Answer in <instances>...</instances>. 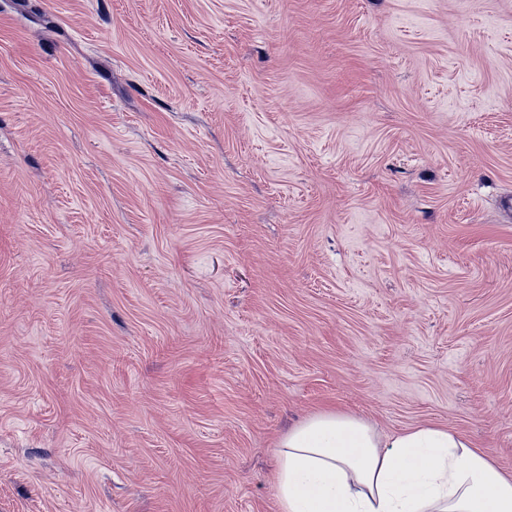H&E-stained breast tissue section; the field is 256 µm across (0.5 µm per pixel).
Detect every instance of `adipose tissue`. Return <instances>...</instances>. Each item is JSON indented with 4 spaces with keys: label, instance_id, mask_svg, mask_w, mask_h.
<instances>
[{
    "label": "adipose tissue",
    "instance_id": "adipose-tissue-1",
    "mask_svg": "<svg viewBox=\"0 0 512 512\" xmlns=\"http://www.w3.org/2000/svg\"><path fill=\"white\" fill-rule=\"evenodd\" d=\"M280 512H512V478L462 433L435 426L378 433L323 409L279 442Z\"/></svg>",
    "mask_w": 512,
    "mask_h": 512
}]
</instances>
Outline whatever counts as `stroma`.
<instances>
[{
  "mask_svg": "<svg viewBox=\"0 0 512 512\" xmlns=\"http://www.w3.org/2000/svg\"><path fill=\"white\" fill-rule=\"evenodd\" d=\"M512 0H0V512H279L332 404L512 477Z\"/></svg>",
  "mask_w": 512,
  "mask_h": 512,
  "instance_id": "obj_1",
  "label": "stroma"
}]
</instances>
